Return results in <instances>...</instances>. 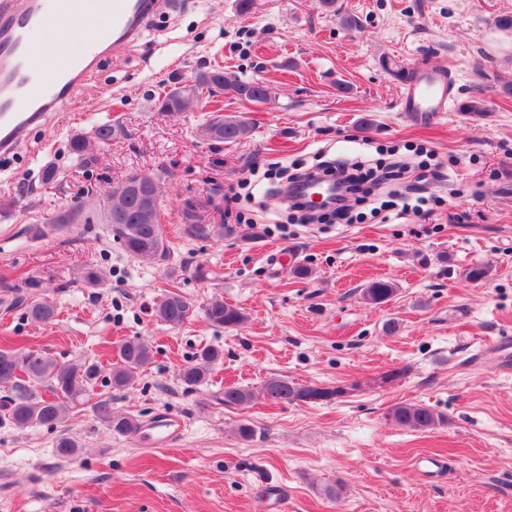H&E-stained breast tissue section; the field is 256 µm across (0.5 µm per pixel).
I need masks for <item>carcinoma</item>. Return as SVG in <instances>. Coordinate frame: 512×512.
<instances>
[{"mask_svg":"<svg viewBox=\"0 0 512 512\" xmlns=\"http://www.w3.org/2000/svg\"><path fill=\"white\" fill-rule=\"evenodd\" d=\"M221 81V90L241 101L265 103L269 94L260 88V82L247 81L217 68L200 72L195 82L199 88L210 86V82ZM194 105L183 97L175 86L164 92L158 99V109L165 113L184 112ZM225 143L240 142L251 135L250 123L236 115H222L212 112L201 127V136L211 140L217 124ZM120 128L112 121H101L93 129V135L71 136L69 152L89 164L94 161V144H106L112 140ZM134 174L126 176L124 184L118 188L104 190L96 200L94 210L102 223L110 225L112 236L131 257L165 261L169 258L170 247L163 231L162 187L158 177L148 174V185L155 191L153 209L144 213L140 209V200L136 193L127 189ZM122 209L127 219L122 224H110L109 209ZM188 236L196 239H208L214 235H224L222 224H189ZM395 292V286L387 281L371 283L363 291V298L371 304L386 302ZM32 318L44 323L56 321L57 308L47 300H32L28 305ZM192 306L177 293L168 294L157 306V317L170 326L177 327L189 319ZM204 317L208 324L216 329L238 328L248 321L242 309L226 304L222 300H213L205 305ZM151 345L141 339L124 341L118 347V361L109 369L110 384L116 389L131 385L140 369L152 359ZM222 360V352L215 348L203 350L196 360L184 364L179 370V378L188 387L206 382L213 370ZM101 369L97 363L59 361L44 351L29 349L20 351L8 346H0V385L10 387L14 394L0 398V422L4 421L17 429H25L39 424L53 427L64 422L72 405L86 395L87 388L99 377ZM44 386L49 391L43 396L36 386ZM338 389L334 387L307 386L283 377H270L259 390L228 387L224 389V405L242 406L260 397L273 403H308L331 401ZM92 416L119 434L132 433L136 429L135 420L126 414L114 411L112 398L99 399L90 406ZM389 417L403 428L425 431L435 428L444 418L432 409L418 404H401L391 408Z\"/></svg>","mask_w":512,"mask_h":512,"instance_id":"obj_1","label":"carcinoma"}]
</instances>
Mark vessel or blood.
<instances>
[{"mask_svg": "<svg viewBox=\"0 0 512 512\" xmlns=\"http://www.w3.org/2000/svg\"><path fill=\"white\" fill-rule=\"evenodd\" d=\"M172 0H0V155L17 152L30 126L67 105L81 90L102 54L139 40ZM93 37L80 49L66 46L59 20ZM453 98L439 74L428 70L409 81L400 109L428 114L449 111ZM182 422L156 414L139 428L143 447L163 448Z\"/></svg>", "mask_w": 512, "mask_h": 512, "instance_id": "b4317fda", "label": "vessel or blood"}]
</instances>
